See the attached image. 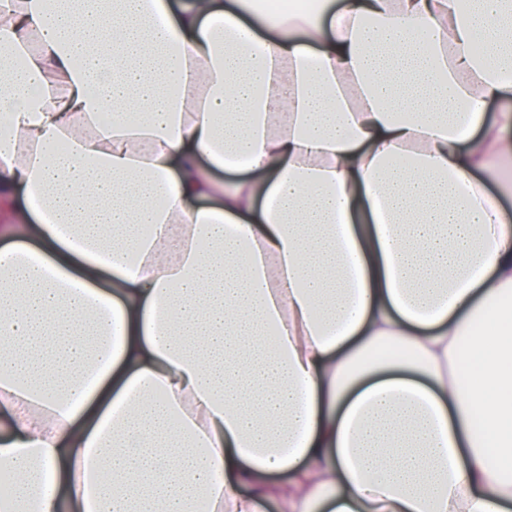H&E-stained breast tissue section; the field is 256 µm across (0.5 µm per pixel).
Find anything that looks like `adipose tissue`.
Here are the masks:
<instances>
[{"instance_id":"ef3b65f1","label":"adipose tissue","mask_w":512,"mask_h":512,"mask_svg":"<svg viewBox=\"0 0 512 512\" xmlns=\"http://www.w3.org/2000/svg\"><path fill=\"white\" fill-rule=\"evenodd\" d=\"M487 179L512 0H0V512H512Z\"/></svg>"}]
</instances>
